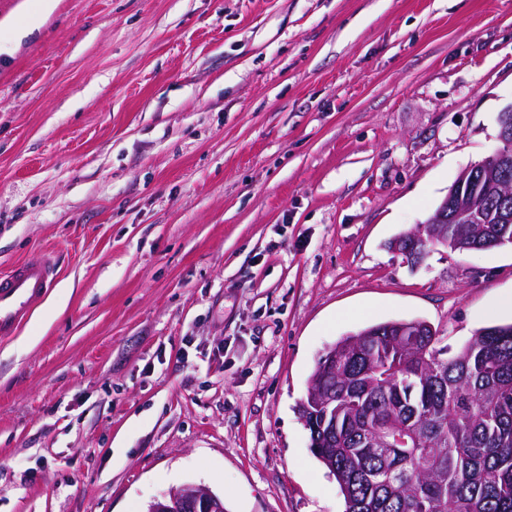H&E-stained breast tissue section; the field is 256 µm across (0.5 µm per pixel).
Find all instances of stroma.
<instances>
[{
  "label": "stroma",
  "mask_w": 512,
  "mask_h": 512,
  "mask_svg": "<svg viewBox=\"0 0 512 512\" xmlns=\"http://www.w3.org/2000/svg\"><path fill=\"white\" fill-rule=\"evenodd\" d=\"M0 0V512H344L297 408L320 356L512 322V246L392 252L512 104V0ZM58 263L39 253L0 272V337L14 336L57 280ZM144 512H224V498L208 488L185 484L151 501Z\"/></svg>",
  "instance_id": "35a3bbf8"
}]
</instances>
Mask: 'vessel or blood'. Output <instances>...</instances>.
I'll return each instance as SVG.
<instances>
[{"label":"vessel or blood","mask_w":512,"mask_h":512,"mask_svg":"<svg viewBox=\"0 0 512 512\" xmlns=\"http://www.w3.org/2000/svg\"><path fill=\"white\" fill-rule=\"evenodd\" d=\"M58 274L55 257L44 252L0 270V337L16 334Z\"/></svg>","instance_id":"b4317fda"}]
</instances>
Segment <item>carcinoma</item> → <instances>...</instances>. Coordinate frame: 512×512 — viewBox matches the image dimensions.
I'll return each instance as SVG.
<instances>
[{
    "instance_id": "carcinoma-1",
    "label": "carcinoma",
    "mask_w": 512,
    "mask_h": 512,
    "mask_svg": "<svg viewBox=\"0 0 512 512\" xmlns=\"http://www.w3.org/2000/svg\"><path fill=\"white\" fill-rule=\"evenodd\" d=\"M507 205L487 195L482 223L452 230L490 249ZM400 326L372 325L320 358L311 382L336 415L299 406L345 512H512V324L479 329L449 358Z\"/></svg>"
}]
</instances>
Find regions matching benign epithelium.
<instances>
[{
    "instance_id": "1",
    "label": "benign epithelium",
    "mask_w": 512,
    "mask_h": 512,
    "mask_svg": "<svg viewBox=\"0 0 512 512\" xmlns=\"http://www.w3.org/2000/svg\"><path fill=\"white\" fill-rule=\"evenodd\" d=\"M498 123L499 139L505 148L498 150L493 159L486 158L464 169L424 224L400 234L390 243L392 251L418 265L421 263V255L413 251L412 246L421 241L430 243L433 249L473 248L465 237L448 235V225L474 223L475 211L480 204L477 188L482 185L493 187L503 197L512 194V184L500 176L504 169L512 165V105L499 113ZM144 512H224V498L205 487L185 484L151 501Z\"/></svg>"
}]
</instances>
